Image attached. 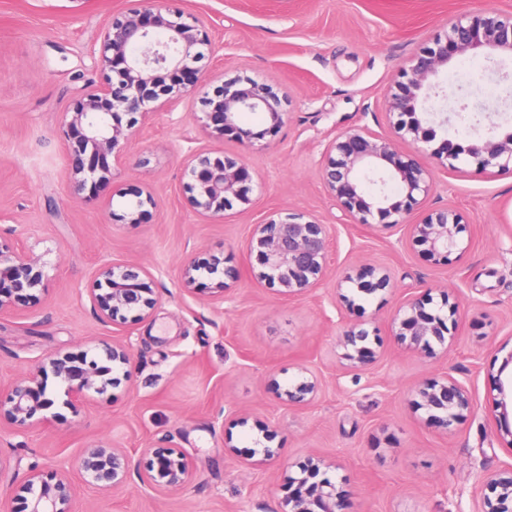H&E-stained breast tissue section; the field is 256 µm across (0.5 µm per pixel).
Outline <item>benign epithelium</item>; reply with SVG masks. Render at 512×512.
<instances>
[{
  "label": "benign epithelium",
  "mask_w": 512,
  "mask_h": 512,
  "mask_svg": "<svg viewBox=\"0 0 512 512\" xmlns=\"http://www.w3.org/2000/svg\"><path fill=\"white\" fill-rule=\"evenodd\" d=\"M202 48L217 58L224 44L212 37L205 22L188 23L179 12H162L158 0H139L137 8L104 23L90 48L102 80L79 90L59 129L66 144L72 196L110 185L113 173L108 158L117 165L124 163L119 146L199 87L209 86L212 91L204 92L202 112L193 113V119L210 138L230 136L251 144L259 134L239 125L246 112L265 115L272 130L284 122L283 100L271 85L248 77L226 80L222 73L188 70L187 61L202 58ZM504 54L512 56L511 8L467 10L451 16L434 45L409 61L403 70L406 81L383 95L381 109L392 133L362 125L326 145L322 181L350 223L373 230L402 228L412 248L438 261L462 248L459 234L465 226L456 207L432 209L419 219L413 212L435 192L433 170H456L462 155L472 160L480 174L494 168L511 170L512 133L481 136L465 148L444 139L437 148L428 149L438 130L452 119L435 105L439 93L433 78L455 56L482 57L494 63ZM183 179L189 206L202 216L222 219L225 211L235 206L248 211L256 201L258 185L249 169L232 157L194 153L183 168ZM151 207H155L153 197L136 192L117 218L126 224H143ZM332 240L330 225L300 212H287L255 225L246 249L257 265L249 269L279 296H301L324 284ZM202 274L211 278L212 296L222 298L239 279L240 270L224 266L221 254L195 259L182 269L184 289L194 291ZM155 282L154 274L142 264L101 261L90 296L92 315L112 327L144 320L160 298L152 288ZM343 282L349 284L351 294L341 293L339 298L353 309L356 294L384 291L390 277L380 268L364 267L346 274ZM51 283L43 257L30 253L14 226L0 227V316L21 308L34 310L48 295ZM455 314L456 304L447 299L435 305L431 297L413 298L392 318L391 333L414 352L430 353L436 346L446 349L459 330ZM339 342L343 358L353 368L377 358L370 332L362 323H346ZM131 360V349L123 343L78 353H49L36 373L0 388V420L9 425L0 430V444L25 448V438L51 422L43 414L55 404L43 383L45 372L58 379L65 396L63 407L77 415L93 395H105L108 388L128 377ZM454 371L451 367L416 390L417 409L425 412L426 421L446 432L456 431L475 411L466 386ZM318 388L312 374L289 386L284 395L289 404L303 405L315 398ZM494 391L495 420L502 422L512 414V374L498 379ZM12 438L18 442H10ZM140 456L148 458L146 464L134 460L125 448L108 442L94 444L79 460L82 483L116 493L135 477L157 494H170L185 489L194 479L191 461L180 451L150 446L141 449ZM20 464L21 459L0 454V485L14 487V500L22 504L20 512H76L80 485L72 479L67 461H56L48 476L39 463L31 462L22 478ZM322 467V461L311 458L301 467L300 476L288 477V496L281 512H350V494L320 477ZM473 498L481 500L482 512H512V463L488 471Z\"/></svg>",
  "instance_id": "benign-epithelium-1"
}]
</instances>
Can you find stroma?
<instances>
[{
	"instance_id": "35a3bbf8",
	"label": "stroma",
	"mask_w": 512,
	"mask_h": 512,
	"mask_svg": "<svg viewBox=\"0 0 512 512\" xmlns=\"http://www.w3.org/2000/svg\"><path fill=\"white\" fill-rule=\"evenodd\" d=\"M138 0H0V225L17 227L55 276L36 312L0 317V387L36 371L51 351L80 352L118 341L134 353L129 380L108 401L64 413L35 430L24 462H78L101 439L135 452L148 445L184 452L195 469L183 491L158 495L131 482L120 493L82 487L78 512H280L285 481L309 458L331 462L327 475L350 492L353 512H472L486 468L512 460L498 436L490 392L512 356V174L436 172L430 206H456L467 224L465 253L446 263L398 244L392 231L339 223L321 180L326 144L360 126L377 127L366 106L400 79L404 62L431 46L461 10L497 9L512 0H165L204 19L224 51L200 70L250 77L284 93L278 132L246 148L204 137L192 119L200 94L160 113L126 148L112 187L70 197L66 151L57 130L85 83L98 80L88 54L104 22ZM496 107L498 134L512 132V100L485 59L453 58L435 79ZM208 149L240 157L264 183L254 207L214 222L186 205L185 158ZM152 194L146 223L118 220L122 193ZM294 209L335 227L330 282L376 266L392 287L357 298V310L323 291L282 298L247 275L243 250L254 225ZM220 252L243 275L223 299L180 289L179 271L201 251ZM133 260L159 273L158 305L145 320L102 326L79 290L92 288L100 258ZM430 292L459 301L460 328L448 353L413 355L390 334L404 299ZM375 320L376 361L351 369L337 345L349 320ZM468 387L476 413L454 436L425 420L415 390L448 367ZM318 378L316 398L288 405L282 392L301 368ZM250 423L240 424L241 415ZM276 425L277 459L254 464L262 439L255 420Z\"/></svg>"
}]
</instances>
